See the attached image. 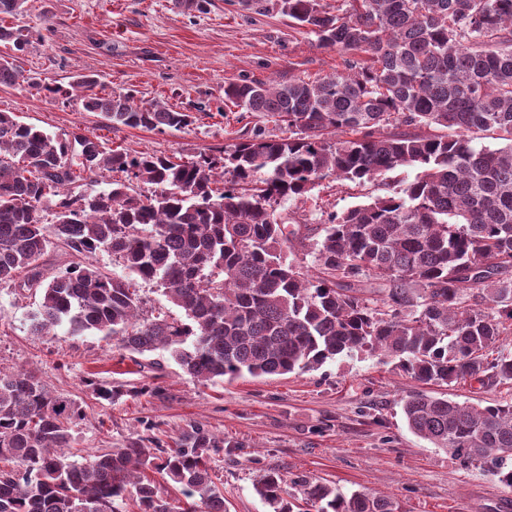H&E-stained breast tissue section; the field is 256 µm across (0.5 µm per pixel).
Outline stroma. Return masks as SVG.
I'll return each mask as SVG.
<instances>
[{"mask_svg":"<svg viewBox=\"0 0 512 512\" xmlns=\"http://www.w3.org/2000/svg\"><path fill=\"white\" fill-rule=\"evenodd\" d=\"M16 23L32 33L21 60L26 80L0 86L1 111L54 135L79 129L112 147L177 158L215 154L250 135L254 118L224 103L228 84L313 79L342 63L341 53L319 47L272 0H204L198 9L184 0H29ZM79 70L106 92L132 89L147 103H203L213 113L180 131L112 130L80 103L47 97L46 84L67 83ZM380 192L374 183L329 178L312 199L284 200L276 210L310 223ZM35 308L33 292L0 288V370L31 369L81 406L85 417L72 429L76 456L122 447L137 434L170 446L196 425L226 441L211 451L210 465L229 512H271L254 491L271 470L344 493L389 496L402 512H512V488L413 434L401 411L402 398L420 391L482 406L512 402V385L426 386L388 358L357 354L300 374L200 386L162 351L136 358L95 334H33ZM88 377L121 387L123 396L99 400L84 384ZM146 383L161 386L162 396L141 393Z\"/></svg>","mask_w":512,"mask_h":512,"instance_id":"obj_1","label":"stroma"}]
</instances>
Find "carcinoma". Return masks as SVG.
Instances as JSON below:
<instances>
[{
  "label": "carcinoma",
  "mask_w": 512,
  "mask_h": 512,
  "mask_svg": "<svg viewBox=\"0 0 512 512\" xmlns=\"http://www.w3.org/2000/svg\"><path fill=\"white\" fill-rule=\"evenodd\" d=\"M26 4L0 0V85L25 81L19 59L32 32L5 19ZM279 7L319 46L346 54L342 69L315 80L224 88V100L287 137L256 125L218 156L174 160L113 149L94 134L53 136L0 111V287L39 292L35 333L65 326L130 353L165 351L203 386L312 371L355 353L381 354L423 384H511L512 352L490 351L512 333V0ZM97 86L78 73L44 90L79 100L113 130L196 122L189 109ZM478 132L500 146L477 145ZM407 168L413 179L390 177ZM226 173L232 182L221 188ZM327 178L378 182L384 193L314 228L276 214L275 204ZM53 247L74 260L49 277L38 261ZM97 252L126 274L85 261ZM143 282L182 317L146 312ZM85 383L105 401L123 395ZM402 409L413 433L467 464L493 465L512 488V403L418 393ZM82 419L81 406L36 373L0 372V512H121L130 495L139 512H228L210 467L224 439L193 426L154 453V440L138 435L72 461L71 429ZM254 489L272 512H302L299 500L316 512H401L390 497L276 470Z\"/></svg>",
  "instance_id": "cac0c4a2"
}]
</instances>
